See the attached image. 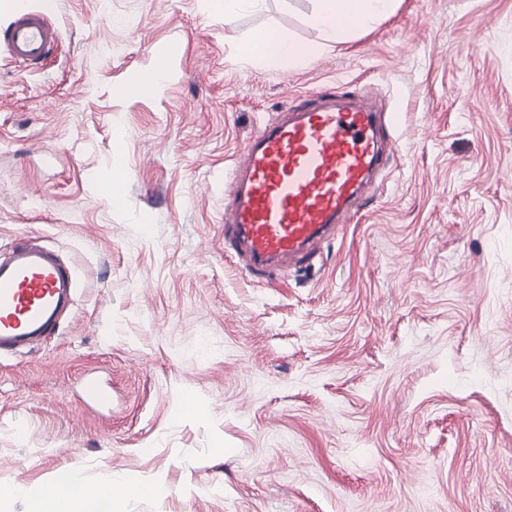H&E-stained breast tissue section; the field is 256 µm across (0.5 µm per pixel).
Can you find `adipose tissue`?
Here are the masks:
<instances>
[{
  "mask_svg": "<svg viewBox=\"0 0 512 512\" xmlns=\"http://www.w3.org/2000/svg\"><path fill=\"white\" fill-rule=\"evenodd\" d=\"M396 0H317L309 17L310 23L324 31L333 41L342 42L358 30L373 25L379 18L393 12ZM244 53L267 68L282 65L300 69L307 67L312 50L297 47L276 31L247 43ZM141 491V486L129 478H122L115 496L92 484H78L68 479L58 480L56 491L38 498L33 512H86L88 503L107 499L110 512H121V499Z\"/></svg>",
  "mask_w": 512,
  "mask_h": 512,
  "instance_id": "obj_1",
  "label": "adipose tissue"
}]
</instances>
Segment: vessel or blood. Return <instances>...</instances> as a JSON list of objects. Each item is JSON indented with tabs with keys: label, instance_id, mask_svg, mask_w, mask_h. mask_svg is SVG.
<instances>
[{
	"label": "vessel or blood",
	"instance_id": "1",
	"mask_svg": "<svg viewBox=\"0 0 512 512\" xmlns=\"http://www.w3.org/2000/svg\"><path fill=\"white\" fill-rule=\"evenodd\" d=\"M57 38L38 13L17 14L5 35L15 60H42ZM392 122L365 99L322 91L263 123L240 152L224 209V247L258 283L312 266L319 244L343 229L369 176L395 150ZM77 275L36 241L0 253V356L55 332L74 302Z\"/></svg>",
	"mask_w": 512,
	"mask_h": 512
}]
</instances>
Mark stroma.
I'll return each mask as SVG.
<instances>
[{
	"label": "stroma",
	"instance_id": "1",
	"mask_svg": "<svg viewBox=\"0 0 512 512\" xmlns=\"http://www.w3.org/2000/svg\"><path fill=\"white\" fill-rule=\"evenodd\" d=\"M315 6L20 0L58 41L31 66L0 43V250L78 283L0 359V512L64 474L138 481L123 512H512V0H399L339 43ZM264 30L313 60L243 57ZM159 57L161 90L123 97ZM336 86L399 150L314 266L254 283L224 253L233 158Z\"/></svg>",
	"mask_w": 512,
	"mask_h": 512
}]
</instances>
